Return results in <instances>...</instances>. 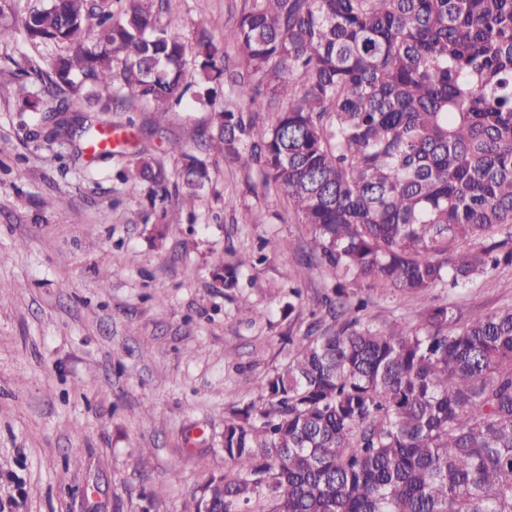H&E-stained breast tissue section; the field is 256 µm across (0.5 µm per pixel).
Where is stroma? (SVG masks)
<instances>
[{
	"label": "stroma",
	"mask_w": 512,
	"mask_h": 512,
	"mask_svg": "<svg viewBox=\"0 0 512 512\" xmlns=\"http://www.w3.org/2000/svg\"><path fill=\"white\" fill-rule=\"evenodd\" d=\"M241 4L168 0L160 21L183 34L190 73L196 24L223 41ZM54 52L0 44V512H194L195 492L225 468L231 408L284 364L289 338L335 325L315 309L334 275H301L310 227L258 168L215 158L200 136L210 107L193 95L162 110L100 93L132 151L170 182L183 153L206 163L199 198L167 199L176 224L160 223L147 183L118 178L128 157L90 163L81 140L45 141L16 77ZM258 209L264 223H249ZM240 258L237 288L215 287L212 269ZM361 289L381 328L415 325L432 304L466 319L512 305V268L426 294Z\"/></svg>",
	"instance_id": "stroma-1"
}]
</instances>
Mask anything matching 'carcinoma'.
<instances>
[{"instance_id": "carcinoma-1", "label": "carcinoma", "mask_w": 512, "mask_h": 512, "mask_svg": "<svg viewBox=\"0 0 512 512\" xmlns=\"http://www.w3.org/2000/svg\"><path fill=\"white\" fill-rule=\"evenodd\" d=\"M34 0L0 43L66 46L36 70L46 140L71 126L67 94L166 108L191 86L163 0ZM199 77L224 50L196 29ZM234 43L238 109L212 106L213 151L288 199L336 272L339 327L294 344L257 400L224 420V460L195 495L222 512H512V305L459 323L453 306L383 329L354 286L422 294L512 267V0H244ZM281 103L257 128L244 104ZM165 202L162 166L119 171ZM184 193L209 183L184 155ZM236 287V266L213 272Z\"/></svg>"}]
</instances>
